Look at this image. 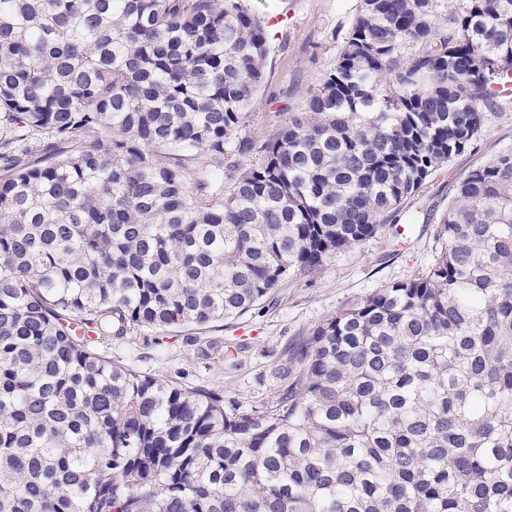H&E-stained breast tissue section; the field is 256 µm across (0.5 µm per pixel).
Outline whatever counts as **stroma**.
Returning a JSON list of instances; mask_svg holds the SVG:
<instances>
[{"label": "stroma", "mask_w": 512, "mask_h": 512, "mask_svg": "<svg viewBox=\"0 0 512 512\" xmlns=\"http://www.w3.org/2000/svg\"><path fill=\"white\" fill-rule=\"evenodd\" d=\"M262 14L287 12L270 36L266 78L250 106L248 135L267 139L336 62L359 0H251ZM512 148V110L490 112L483 130L409 198L397 225L335 255L315 276L285 280L240 318L206 328L145 329L99 345L112 362L188 388L223 394L243 409L274 401L293 345L351 301L425 270L453 186L497 152Z\"/></svg>", "instance_id": "35a3bbf8"}]
</instances>
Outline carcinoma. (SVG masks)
Here are the masks:
<instances>
[{
	"mask_svg": "<svg viewBox=\"0 0 512 512\" xmlns=\"http://www.w3.org/2000/svg\"><path fill=\"white\" fill-rule=\"evenodd\" d=\"M268 41L250 0H0V512H512V148L269 406L97 352L316 274L512 108V0H360L259 142Z\"/></svg>",
	"mask_w": 512,
	"mask_h": 512,
	"instance_id": "carcinoma-1",
	"label": "carcinoma"
}]
</instances>
